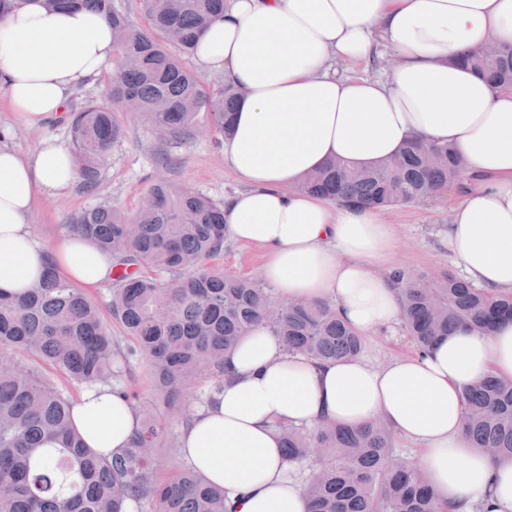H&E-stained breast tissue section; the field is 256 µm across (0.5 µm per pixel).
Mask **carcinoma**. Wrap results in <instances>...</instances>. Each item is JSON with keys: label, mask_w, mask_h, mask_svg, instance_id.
Wrapping results in <instances>:
<instances>
[{"label": "carcinoma", "mask_w": 512, "mask_h": 512, "mask_svg": "<svg viewBox=\"0 0 512 512\" xmlns=\"http://www.w3.org/2000/svg\"><path fill=\"white\" fill-rule=\"evenodd\" d=\"M46 4L103 12L119 55L112 104L88 103L71 118L83 189H96L121 136L115 107L146 118L165 144L191 139L200 112L210 114L216 144L230 135L240 89L224 81L204 85L170 51L192 53L199 35L224 12V0H139L146 28L132 26L112 0ZM462 63L512 87L511 46L483 49ZM461 184L452 148L415 138L397 158L369 169L329 162L299 190L388 210ZM68 230L112 255L108 309L126 344L112 336L97 304L52 267L19 297L0 293V512H142L147 504L152 512H225L224 488L194 468L159 477V451L170 431L158 409L180 410L183 390L204 378L198 403H209L223 388L224 356L260 323L273 327L287 351L317 361L361 353L362 337L327 300L276 308L259 282L212 268L210 260L224 251L223 204L165 179L152 183L134 215L100 202L75 214ZM396 277L401 318L419 351L455 330L488 333L512 320V293H492L450 271L401 269ZM134 363L153 379L155 398L138 409L140 426L129 446L99 456L73 426L66 389L44 375L42 365L54 367L71 388L106 385L134 400L121 384ZM462 404L469 447L512 460V379L489 375L464 389ZM281 435L292 462L313 459L304 476L310 512H451L380 422L313 430L285 424Z\"/></svg>", "instance_id": "1"}]
</instances>
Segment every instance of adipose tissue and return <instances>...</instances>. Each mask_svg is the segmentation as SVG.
Returning a JSON list of instances; mask_svg holds the SVG:
<instances>
[{
  "label": "adipose tissue",
  "mask_w": 512,
  "mask_h": 512,
  "mask_svg": "<svg viewBox=\"0 0 512 512\" xmlns=\"http://www.w3.org/2000/svg\"><path fill=\"white\" fill-rule=\"evenodd\" d=\"M490 43L512 45V0H227L194 51L200 69L243 91L223 142L241 184L224 198V234L264 249L263 277L282 299H329L361 336L398 320L393 225L297 185L334 158L373 167L416 136L452 145L464 164L449 254L477 287L512 292V88L458 62ZM387 53L397 61L379 75L339 72ZM112 59L102 14L22 0L0 15V90L26 127L64 112ZM78 177L56 137L26 153L0 143L1 293L23 294L51 267L87 288L111 279V258L91 240L71 233L49 250L31 231L37 198L69 193ZM492 373L512 378V322L456 332L381 367L360 355L287 354L260 325L226 357L222 391L184 427L180 448L223 487L229 512H308L279 424L381 420L419 446L453 512H512V461L468 447L462 431L463 389ZM73 420L104 456L139 426L133 401L101 385L81 392Z\"/></svg>",
  "instance_id": "obj_1"
}]
</instances>
